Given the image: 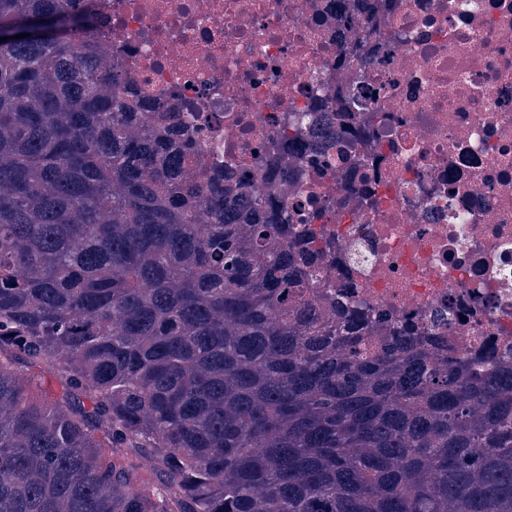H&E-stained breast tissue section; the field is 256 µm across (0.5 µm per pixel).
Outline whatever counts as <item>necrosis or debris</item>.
I'll return each instance as SVG.
<instances>
[{"label": "necrosis or debris", "mask_w": 512, "mask_h": 512, "mask_svg": "<svg viewBox=\"0 0 512 512\" xmlns=\"http://www.w3.org/2000/svg\"><path fill=\"white\" fill-rule=\"evenodd\" d=\"M79 36L130 69L139 110L170 111L191 178L231 170L324 235L303 299L412 325L439 356L512 360V0H404L372 20L333 0H75ZM349 96L383 121L360 152ZM307 112L304 145L278 134ZM469 223H458L459 215Z\"/></svg>", "instance_id": "4bbe7bcc"}]
</instances>
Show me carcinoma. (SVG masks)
<instances>
[{"instance_id": "carcinoma-1", "label": "carcinoma", "mask_w": 512, "mask_h": 512, "mask_svg": "<svg viewBox=\"0 0 512 512\" xmlns=\"http://www.w3.org/2000/svg\"><path fill=\"white\" fill-rule=\"evenodd\" d=\"M66 21L89 25L0 0V512H512V363L357 351L367 314L295 301L318 231L189 178L193 147ZM40 363L90 405L34 396Z\"/></svg>"}]
</instances>
